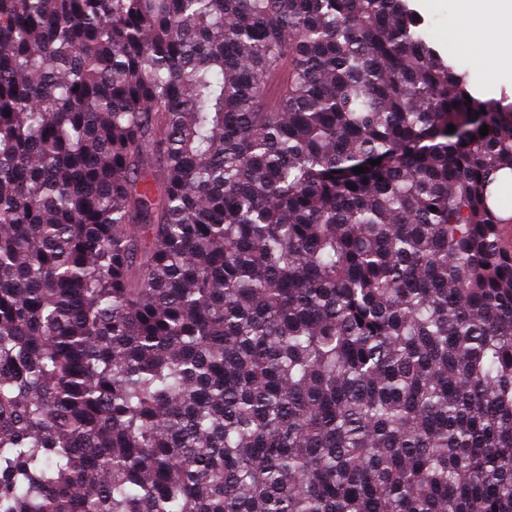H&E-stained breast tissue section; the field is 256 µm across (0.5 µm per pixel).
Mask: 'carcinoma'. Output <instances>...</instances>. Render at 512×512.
<instances>
[{
    "instance_id": "1",
    "label": "carcinoma",
    "mask_w": 512,
    "mask_h": 512,
    "mask_svg": "<svg viewBox=\"0 0 512 512\" xmlns=\"http://www.w3.org/2000/svg\"><path fill=\"white\" fill-rule=\"evenodd\" d=\"M415 18L0 0V512H512V104Z\"/></svg>"
}]
</instances>
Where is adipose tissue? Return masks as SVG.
<instances>
[{
    "label": "adipose tissue",
    "mask_w": 512,
    "mask_h": 512,
    "mask_svg": "<svg viewBox=\"0 0 512 512\" xmlns=\"http://www.w3.org/2000/svg\"><path fill=\"white\" fill-rule=\"evenodd\" d=\"M484 40L477 65L486 82H494L502 70L512 69V0H479L477 10L453 26L452 45L469 51L474 37Z\"/></svg>",
    "instance_id": "obj_1"
}]
</instances>
